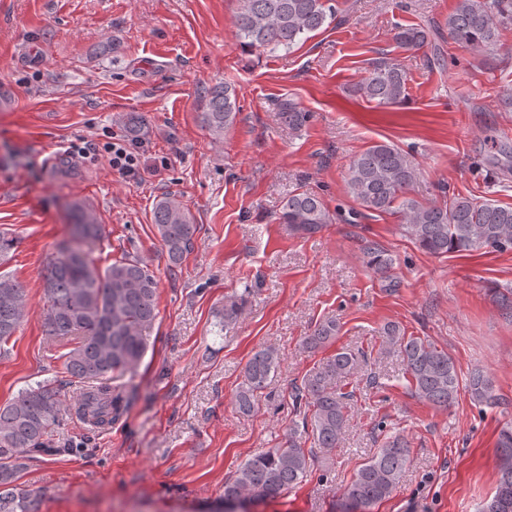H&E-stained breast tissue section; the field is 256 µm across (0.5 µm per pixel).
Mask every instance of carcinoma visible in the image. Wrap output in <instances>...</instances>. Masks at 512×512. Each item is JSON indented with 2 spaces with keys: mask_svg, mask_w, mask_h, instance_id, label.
Masks as SVG:
<instances>
[{
  "mask_svg": "<svg viewBox=\"0 0 512 512\" xmlns=\"http://www.w3.org/2000/svg\"><path fill=\"white\" fill-rule=\"evenodd\" d=\"M336 0H242L234 17L238 45L244 52L291 50L336 19ZM512 22V0H456L448 16V39L478 55L491 54L499 42V28ZM399 47L421 48L428 39L422 27H402L394 35ZM407 75L387 60L371 63L355 92L368 102L399 105L406 100ZM205 112L201 120L209 132L224 137L236 117L231 85L204 90ZM282 118L293 129L302 127L307 113L291 100L280 104ZM417 168L407 153L392 143L375 142L348 167V192L367 212L394 213L411 241L434 255L472 254L483 249L512 251V206L493 199L477 200L457 194L450 201L421 203L412 196ZM70 237L60 242L48 262L44 277L43 320L46 334L71 338L74 346L65 354L63 369L70 377L90 384L79 399L75 413L95 430H106L126 410L127 400L112 389L116 376L134 374L148 350L145 331L157 317L155 276L147 265L127 257L104 270L82 248V243L101 236L102 225L84 204L71 208ZM279 223L293 231L311 235L332 222L321 197L306 189L285 198ZM152 222L169 262L177 266L191 251L197 225L187 207L171 195L156 200ZM368 268L381 278L389 277L394 259L376 243L365 247ZM24 286L0 271V345L16 332L26 314ZM336 322L318 324L305 337L306 348L314 350L336 338ZM383 335L398 347L410 377L413 393L437 406H452L460 390V379L448 352L420 337H405L399 327L387 325ZM278 350L254 352L242 369L235 407L243 415L256 409L271 375L280 367ZM356 355L341 349L312 368L302 390L295 393L296 405L304 406L301 421L288 427L280 446L244 462L234 478L224 485V496L252 501L276 498L307 476L316 453L305 449L307 441L321 452L336 448L346 423L347 392L337 382L351 376ZM466 387L474 402H495L492 380L480 370L470 373ZM69 409L61 392L50 380L23 389L11 402L0 405V512H39L34 492L18 484L21 461L36 455H54L48 446L55 428ZM499 479L493 496L480 512H512V423L498 434ZM410 460L405 439L394 436L357 470L342 492L341 512H372L392 494Z\"/></svg>",
  "mask_w": 512,
  "mask_h": 512,
  "instance_id": "cac0c4a2",
  "label": "carcinoma"
}]
</instances>
